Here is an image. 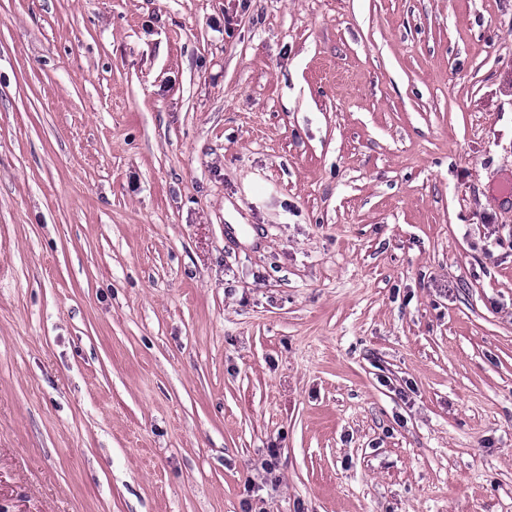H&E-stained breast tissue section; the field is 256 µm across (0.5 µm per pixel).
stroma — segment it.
Here are the masks:
<instances>
[{"label": "stroma", "mask_w": 512, "mask_h": 512, "mask_svg": "<svg viewBox=\"0 0 512 512\" xmlns=\"http://www.w3.org/2000/svg\"><path fill=\"white\" fill-rule=\"evenodd\" d=\"M511 177L512 0H0V512H512Z\"/></svg>", "instance_id": "obj_1"}]
</instances>
